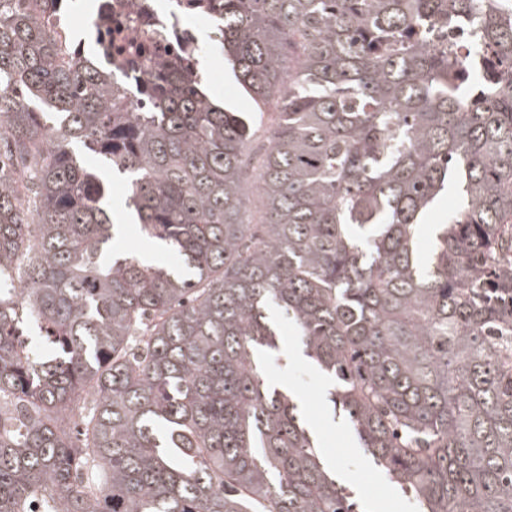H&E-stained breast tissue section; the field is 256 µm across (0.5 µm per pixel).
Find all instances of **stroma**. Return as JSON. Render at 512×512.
<instances>
[{
	"label": "stroma",
	"instance_id": "obj_1",
	"mask_svg": "<svg viewBox=\"0 0 512 512\" xmlns=\"http://www.w3.org/2000/svg\"><path fill=\"white\" fill-rule=\"evenodd\" d=\"M201 35L206 47L203 59L207 68L219 71L224 83L222 97L225 103L234 111L258 115V107L236 82L229 66L225 65L219 47L212 39L211 29H202ZM89 165L103 180L109 213L114 223L122 227L121 234L109 243L110 252L143 254L146 243L128 222L125 177L113 173L111 166L101 159L90 160ZM275 324L280 349L263 355L261 373L270 385L294 396L308 430L317 441L323 464L335 472L338 484L351 490L356 512H416L410 498L360 447L344 411L334 410L327 399V379L304 355L287 322L279 317Z\"/></svg>",
	"mask_w": 512,
	"mask_h": 512
}]
</instances>
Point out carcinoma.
Instances as JSON below:
<instances>
[{"label": "carcinoma", "instance_id": "1", "mask_svg": "<svg viewBox=\"0 0 512 512\" xmlns=\"http://www.w3.org/2000/svg\"><path fill=\"white\" fill-rule=\"evenodd\" d=\"M54 5L0 0V512H354L261 377L271 309L421 512H512V89L460 82L448 49L477 0H208L275 106L260 151L178 72L150 111H112ZM481 26L511 71L512 18ZM73 142L128 174L140 236L181 269L103 259L117 227ZM450 182L465 202L426 255ZM461 205V200L456 194L454 189L448 190L447 194L441 196L435 203V208L428 216L426 223L422 225V241L426 250L431 249V243L434 238V224H440L443 222L448 212Z\"/></svg>", "mask_w": 512, "mask_h": 512}]
</instances>
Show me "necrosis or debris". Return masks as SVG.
I'll return each instance as SVG.
<instances>
[{
	"instance_id": "obj_1",
	"label": "necrosis or debris",
	"mask_w": 512,
	"mask_h": 512,
	"mask_svg": "<svg viewBox=\"0 0 512 512\" xmlns=\"http://www.w3.org/2000/svg\"><path fill=\"white\" fill-rule=\"evenodd\" d=\"M48 24L74 60L109 77L112 102L125 112L151 105L152 80L169 72L204 75L210 87L220 79L200 69L198 30L214 17L199 0H98L91 15L83 0H58Z\"/></svg>"
}]
</instances>
